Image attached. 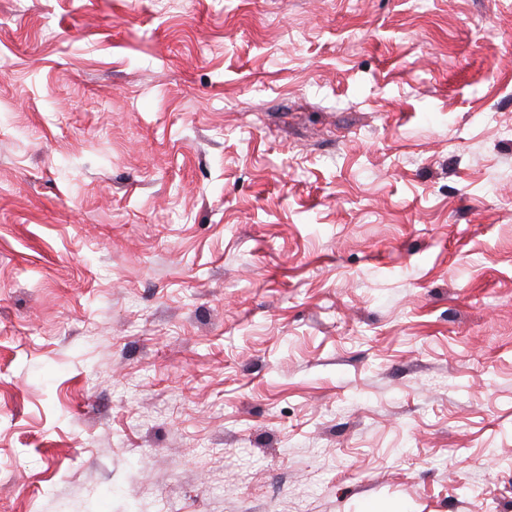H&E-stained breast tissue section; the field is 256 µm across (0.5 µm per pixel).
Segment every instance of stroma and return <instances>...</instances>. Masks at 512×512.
Segmentation results:
<instances>
[{"instance_id":"1","label":"stroma","mask_w":512,"mask_h":512,"mask_svg":"<svg viewBox=\"0 0 512 512\" xmlns=\"http://www.w3.org/2000/svg\"><path fill=\"white\" fill-rule=\"evenodd\" d=\"M0 512H512V0H0Z\"/></svg>"}]
</instances>
